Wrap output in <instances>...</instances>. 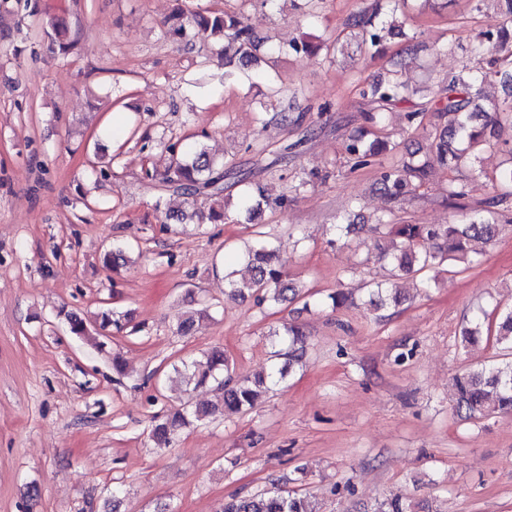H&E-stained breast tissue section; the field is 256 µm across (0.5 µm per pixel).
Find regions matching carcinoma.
Returning <instances> with one entry per match:
<instances>
[{"label": "carcinoma", "instance_id": "1", "mask_svg": "<svg viewBox=\"0 0 512 512\" xmlns=\"http://www.w3.org/2000/svg\"><path fill=\"white\" fill-rule=\"evenodd\" d=\"M500 11L482 30L475 46L476 54L490 56L489 67L473 69L465 63L448 80L435 88L426 90L424 102L404 114L407 130L422 132L430 141L429 151L422 157L414 154L400 156L379 173V190L389 203L396 204L425 186L440 168L480 170L481 155L488 149L504 148L512 161V142L496 141L498 128L507 123L512 126V100L497 102L487 111L478 104L481 86L496 78L512 85V0H498ZM176 23L172 29L176 34L191 27L206 40H221L224 49H232L238 55L240 69L247 70L255 61V37L245 21L244 9L238 10H190L181 6L174 12ZM347 27L355 30L360 49L365 54L378 52L387 36L403 34L388 22L382 12L380 0L369 9L352 14L346 20ZM45 35L50 49L68 51L74 44L67 28L56 21L47 23ZM323 48L339 51L337 45L322 46L308 38L292 41L288 51L301 57H310ZM419 93V89L394 78L372 81L361 87L360 94L366 102L364 125L350 136L345 150L352 161V169L358 170L379 164L384 153L396 151L397 144L377 137L373 128L386 122L388 113L398 103ZM434 113L437 121L426 124L428 113ZM292 117L286 112L256 115L258 133L272 125L286 126ZM176 155L162 174L163 182L176 192L193 198L204 193L213 200L207 213L196 212L200 223L243 219L249 224L260 225L262 215L268 209L284 210L288 197L282 195L269 199L261 194L245 192L240 197L236 215L232 216L224 204V177L234 173L232 160L215 163L206 152L194 146L180 148L171 146ZM498 193L484 202V208L466 218L463 224H400L396 222L394 209L389 208L374 216L366 228L379 237H392V250L380 252L379 259L391 264L398 276L413 275L419 278L417 288L422 291L431 287L428 272L441 273L456 263H471L470 244L476 240L493 241L499 234L495 223V208L512 196V164L502 169L495 177ZM253 243L241 253H234L238 260L246 262L248 275L233 279L234 272L224 271V277L232 292L243 297H255L271 304L304 301L315 296L304 292L288 281L286 262L280 258L271 242L261 231L255 232ZM128 252L121 247L103 253V265L114 271L127 265ZM391 281L377 282L371 289L370 302L378 309L396 308L403 303L395 292ZM493 326H483L478 320L464 330L462 336L468 343L481 339L493 341L512 349V308H501ZM72 335L81 337L88 333V326L81 315L65 314ZM128 324V315L105 309L100 314L99 327L111 326L122 329ZM283 335L288 341V365L298 364L304 356L305 332L300 324L291 322L271 335ZM286 365V366H288ZM286 366H272L269 371L255 378H234L229 374L228 359L221 349H213L203 361L183 364L190 372L188 380L195 385L217 383L223 391L222 406L195 405L173 413L157 416L152 427V439L158 444H167L171 438L192 418L203 421L221 417L226 413L240 414L253 409L269 385L284 377ZM456 412L468 419H479L496 413L512 414V360L506 363L484 365L478 369L465 370L452 379ZM272 488L264 493L233 497L224 505V512H316L309 498L298 493L285 492L278 488V481H271ZM412 504L399 497L385 499L377 504L374 512H411Z\"/></svg>", "mask_w": 512, "mask_h": 512}]
</instances>
